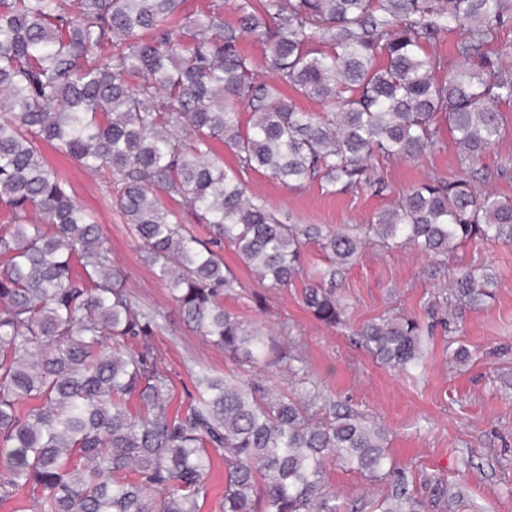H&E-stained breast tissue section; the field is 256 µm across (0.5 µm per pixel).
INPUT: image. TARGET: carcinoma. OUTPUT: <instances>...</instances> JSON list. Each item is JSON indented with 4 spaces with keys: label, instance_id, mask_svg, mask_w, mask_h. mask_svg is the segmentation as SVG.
<instances>
[{
    "label": "carcinoma",
    "instance_id": "1",
    "mask_svg": "<svg viewBox=\"0 0 512 512\" xmlns=\"http://www.w3.org/2000/svg\"><path fill=\"white\" fill-rule=\"evenodd\" d=\"M235 11L226 24L224 0L196 16L181 0H0V503L26 488L39 512H200L215 454L221 512H343L333 463L387 485L375 512L448 500L431 478L430 501L413 494L385 428L327 398L300 348L224 308L234 277L213 247L232 246L280 288L317 244L327 264L303 303L336 326L346 316L337 282L368 241L432 256L473 238L512 245V201L465 178L420 183L371 223L341 229L289 224L245 187L251 173L332 193L380 186L383 162L445 149L440 115L459 164L481 160L507 130L512 44L490 46L512 0H236ZM457 27L453 69L430 48ZM247 36L268 45L275 83L257 81ZM283 87L329 110L306 112ZM214 141L233 152V170ZM44 143L107 173L143 261L239 374L202 372L197 396L173 407L155 344L164 315L129 292ZM167 198L209 225L210 241ZM493 285L460 267L427 317L459 320ZM423 333L415 318L381 317L356 339L408 373L425 368ZM283 371L288 387L267 384Z\"/></svg>",
    "mask_w": 512,
    "mask_h": 512
}]
</instances>
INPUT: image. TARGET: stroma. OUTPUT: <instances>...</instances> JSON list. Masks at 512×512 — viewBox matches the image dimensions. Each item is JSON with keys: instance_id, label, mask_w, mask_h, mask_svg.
<instances>
[{"instance_id": "35a3bbf8", "label": "stroma", "mask_w": 512, "mask_h": 512, "mask_svg": "<svg viewBox=\"0 0 512 512\" xmlns=\"http://www.w3.org/2000/svg\"><path fill=\"white\" fill-rule=\"evenodd\" d=\"M45 155L74 200L98 222L130 293L165 315L166 329L156 343L173 382L175 404L186 403L200 369L233 374L235 364L204 341L142 262L101 176L53 150ZM472 170L480 176V187L512 199V133L470 170L461 168L451 144L420 159L385 163L380 177L388 189L383 193L363 186L331 194L317 181L291 187L262 173L250 174L247 187L249 195L295 223L336 229L368 223L390 206L397 191L434 178L464 177ZM223 258L236 279L224 297L225 308L271 323L281 342L303 348L310 374L325 395L386 427L388 450L415 495L428 498L426 480L435 477L456 494L443 512H512V246L473 239L448 257L434 258L409 248L367 245L340 284L348 319L338 327L317 321L302 302L310 275L324 262L317 247H307L303 277L285 288L260 281L232 248L224 249ZM465 266L487 269L496 277L493 297L481 309L468 311L456 332L439 327L424 337L425 372L388 370L355 344L354 332L368 321L395 315L423 318L433 292L447 283L452 269ZM454 345L466 350L465 360L452 359Z\"/></svg>"}]
</instances>
